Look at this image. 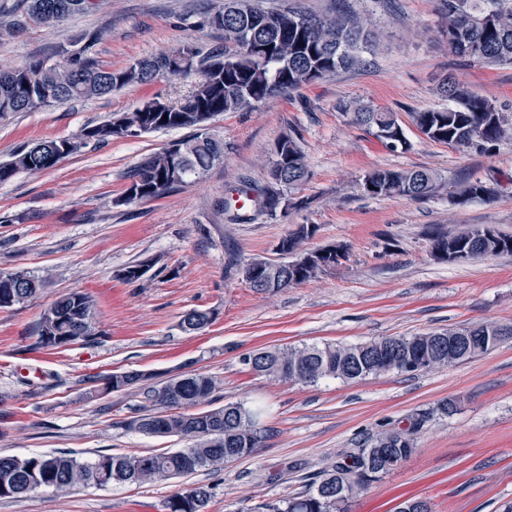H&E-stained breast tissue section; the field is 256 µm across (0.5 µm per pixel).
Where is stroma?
<instances>
[{"label":"stroma","instance_id":"stroma-1","mask_svg":"<svg viewBox=\"0 0 512 512\" xmlns=\"http://www.w3.org/2000/svg\"><path fill=\"white\" fill-rule=\"evenodd\" d=\"M383 29L365 67L342 71L274 97L249 112L208 124L224 140V162L161 198L121 203L126 176L143 158L188 137L159 130L105 144L88 142L56 168L22 172L0 185V271L25 268L49 280L39 295L0 310V455L72 452L138 454L189 447L179 436L151 437L123 426L144 402L141 387L89 397L101 376L148 371L158 380L198 370L220 383L214 406L241 401L261 409L268 437L222 470H200L152 486L40 488L0 500V512H167L168 498L206 484L207 512H252L306 491L338 455L391 427L428 418L417 451L358 496L352 512H396L410 497L433 512H512V340L457 365L415 375L363 380L326 378L313 386L250 372L242 355L269 347L358 344L478 322L512 324V257L448 263L431 255L436 229L475 226L512 233V140L464 153L426 140L413 112L445 108L439 91L452 76L512 116V65L461 58L439 32L437 0H349ZM224 0H96L87 13L56 26L29 25L0 37V65L35 57L63 59L75 36L104 30L96 56L115 68L188 44L223 48L221 32L202 27ZM193 77L163 78L111 96L0 120V160L32 142L77 137L116 112L153 98L173 100ZM358 101L393 112L409 142L390 150L350 123L341 104ZM293 134L308 177L286 192L289 206L229 221L224 199L242 181L264 184L275 142ZM378 168L429 169L443 186L426 201L373 198L360 188ZM481 181L489 200H464ZM317 225L304 247L349 246L347 259L306 283L268 295L242 276L244 259L276 258L280 239ZM146 267L138 280L122 270ZM92 296L95 334L60 348L37 346V323L62 294ZM214 313L198 333L179 327L190 309ZM452 401L444 415L437 406Z\"/></svg>","mask_w":512,"mask_h":512}]
</instances>
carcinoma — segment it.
Returning <instances> with one entry per match:
<instances>
[{
    "label": "carcinoma",
    "mask_w": 512,
    "mask_h": 512,
    "mask_svg": "<svg viewBox=\"0 0 512 512\" xmlns=\"http://www.w3.org/2000/svg\"><path fill=\"white\" fill-rule=\"evenodd\" d=\"M336 13L329 17L292 8H264L255 0H224L206 24L224 35V49L202 56L192 47L136 59L113 69L95 57L94 47L103 32H85L73 41L65 63L34 58L21 67H0V118L7 112H38L73 101L106 97L130 86L148 85L160 78L199 74L188 94L177 102L158 98L144 102L131 112L114 113L109 120L81 131L78 139H42L0 162V184L20 172L42 173L55 168L87 140L106 143L126 138L131 132L192 129L188 138L170 143L162 151L144 158L129 175L122 201L133 204L158 199L169 190L198 178L224 162V141L205 132L206 123L224 112L255 108L270 98L305 84L323 80L340 70L365 62L374 53L384 33L372 20L337 0ZM93 0H22V11L0 12V35L29 24L58 25L69 17L88 11ZM442 27L448 34V50L461 57L479 59L488 65L512 64V0H438ZM187 62L171 69L174 57ZM452 105L411 113L417 130L428 140L458 150H482L480 143L493 145L512 137V125L487 98L449 78L440 87ZM351 123L376 130L387 147L408 144L395 115L370 105H346ZM168 119H163V116ZM308 176L305 155L296 137L288 134L276 143L267 164V185L242 189L240 196L257 193L263 208L276 211L281 188L294 189ZM362 181L373 185L371 197H403L427 200L442 186L439 175L428 169H375ZM467 199H491L495 190L481 181L466 186ZM317 227L300 224L281 238L283 251L292 255L293 265L284 284L258 288L276 294L314 279L322 270L341 263L348 254L345 245L315 251L303 248ZM432 256L440 261L452 257L460 262L479 257H512V235L482 230L465 232L438 229L433 232ZM269 259L249 258L244 266L255 276L248 284L265 277ZM47 277L26 269L0 272V298L14 300L0 309L21 305L44 287ZM60 319V333L45 339L47 316H42L39 342L43 347H64L93 335L95 303L82 292L60 296L51 306ZM486 324L474 323L440 332L414 336H385L355 345H303L258 350L254 372L272 379L315 385L324 378L345 381L380 376L389 372H429L448 365V337L470 336L467 361L498 346L488 343ZM219 383L199 374L191 382L177 377L145 389V405L124 422L132 431L156 437L181 436L193 441L189 448L140 455L99 453L82 462L74 454L42 453L29 457L0 455V498H18L39 488L66 493L78 485L106 488L114 483L143 487L192 474L200 469H218L251 455L262 447L266 429L258 412L242 402H227L201 410L212 403ZM177 409L174 427L163 430L157 417ZM426 415L407 428L392 427L370 437L361 447L340 456L320 471L313 486L294 496L266 503L264 512H349L356 496L398 469L416 451L415 433ZM212 497L211 487L198 485L173 494L166 507L172 512H205Z\"/></svg>",
    "instance_id": "carcinoma-1"
}]
</instances>
